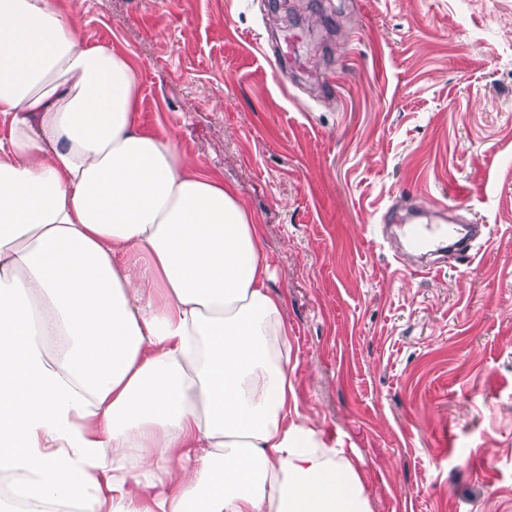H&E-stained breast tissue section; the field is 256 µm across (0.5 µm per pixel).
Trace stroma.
I'll list each match as a JSON object with an SVG mask.
<instances>
[{
    "instance_id": "35a3bbf8",
    "label": "stroma",
    "mask_w": 512,
    "mask_h": 512,
    "mask_svg": "<svg viewBox=\"0 0 512 512\" xmlns=\"http://www.w3.org/2000/svg\"><path fill=\"white\" fill-rule=\"evenodd\" d=\"M140 120L260 220L302 416L372 512H512V0H85ZM458 207L424 270L386 214Z\"/></svg>"
}]
</instances>
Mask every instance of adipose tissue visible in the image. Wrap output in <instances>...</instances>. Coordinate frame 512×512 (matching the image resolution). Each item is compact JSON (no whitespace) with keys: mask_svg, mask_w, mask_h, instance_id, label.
<instances>
[{"mask_svg":"<svg viewBox=\"0 0 512 512\" xmlns=\"http://www.w3.org/2000/svg\"><path fill=\"white\" fill-rule=\"evenodd\" d=\"M83 0H0V512H372L298 411L256 217Z\"/></svg>","mask_w":512,"mask_h":512,"instance_id":"1","label":"adipose tissue"}]
</instances>
